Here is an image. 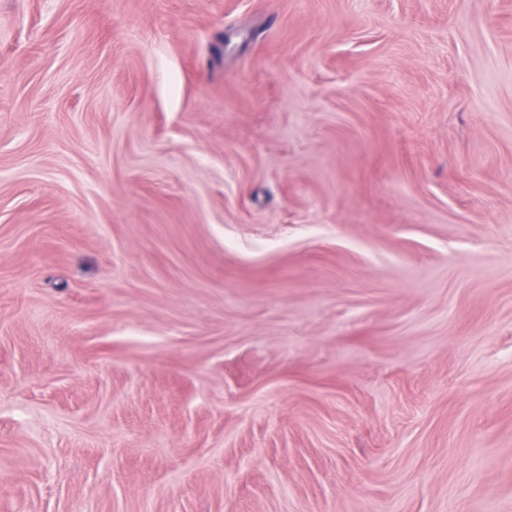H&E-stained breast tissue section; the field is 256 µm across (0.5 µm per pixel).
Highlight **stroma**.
Returning a JSON list of instances; mask_svg holds the SVG:
<instances>
[{"label": "stroma", "instance_id": "stroma-1", "mask_svg": "<svg viewBox=\"0 0 512 512\" xmlns=\"http://www.w3.org/2000/svg\"><path fill=\"white\" fill-rule=\"evenodd\" d=\"M0 512H512V0H0Z\"/></svg>", "mask_w": 512, "mask_h": 512}]
</instances>
